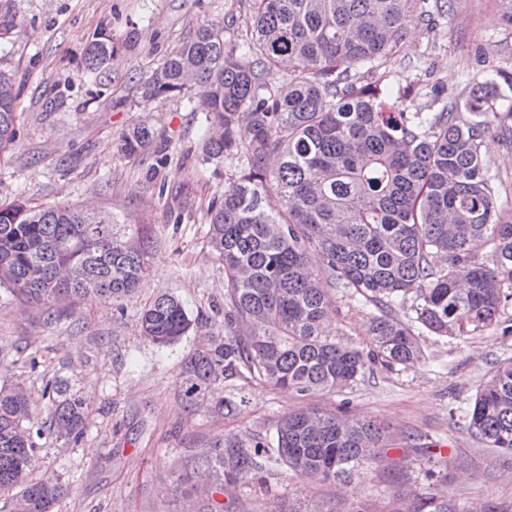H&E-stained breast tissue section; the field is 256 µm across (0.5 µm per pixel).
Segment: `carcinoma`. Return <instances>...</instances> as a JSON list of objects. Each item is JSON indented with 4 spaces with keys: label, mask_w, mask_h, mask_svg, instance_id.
<instances>
[{
    "label": "carcinoma",
    "mask_w": 512,
    "mask_h": 512,
    "mask_svg": "<svg viewBox=\"0 0 512 512\" xmlns=\"http://www.w3.org/2000/svg\"><path fill=\"white\" fill-rule=\"evenodd\" d=\"M252 32L228 46L206 25L179 43L140 86L146 100L199 88L202 152L231 156L237 171L205 213L208 246L224 266V334L193 353L188 395L238 378L299 398L352 386L370 366L405 370L423 357L420 337H465L500 322L512 304V208L498 203L481 156L491 129L512 144V109L496 112L494 83L460 100L431 87L432 112L412 110L414 86L392 95L380 69L407 27L442 10L429 0H253ZM115 53L97 34L87 73L102 79ZM288 72L270 86L265 76ZM18 92L0 71V149L16 136ZM153 140L142 124L122 138L136 154ZM112 213L87 206L0 205V287L52 309L95 293L118 306L147 280L145 248L116 231ZM486 257L478 255V249ZM352 288L375 309L368 349L329 325L332 291ZM411 302L401 321L392 309ZM184 305L161 293L140 315L144 336L168 345L190 328ZM58 433L77 444L87 407L48 383ZM467 429L512 453V358L476 394ZM44 430L30 397L0 387V500L9 512H54L60 482L28 481ZM389 438L344 402L284 413L271 439L226 435L200 470L222 482L197 512H234L216 495L260 485L272 463L314 483L346 484L385 458ZM281 512H339L296 499ZM415 512H512L492 502L460 506L445 494Z\"/></svg>",
    "instance_id": "cac0c4a2"
}]
</instances>
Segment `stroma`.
I'll use <instances>...</instances> for the list:
<instances>
[{
    "label": "stroma",
    "instance_id": "obj_1",
    "mask_svg": "<svg viewBox=\"0 0 512 512\" xmlns=\"http://www.w3.org/2000/svg\"><path fill=\"white\" fill-rule=\"evenodd\" d=\"M252 0H0V70L20 94L17 134L0 150V204H93L112 212L125 235L148 237L151 276L123 311L86 295L54 313L28 307L0 288V386L23 383L46 421V383L77 392L87 406L78 444L40 441L33 481L69 487L60 512H189L203 495L193 460L226 434H270L283 413L303 407L294 393L230 379L240 412L214 411L215 393L188 400L181 369L203 336L224 329V267L206 245L203 213L235 171L232 159L205 161L200 113L186 96L147 101L140 82L201 24L236 45L251 32ZM106 32L119 48L110 77L84 68L89 43ZM387 85L415 84L427 109L430 87L467 94L512 74V0H453L431 25L413 24L389 64ZM138 124L154 133L135 155L120 151ZM481 152L499 203L512 207V148L489 134ZM160 293L177 297L191 320L186 335L159 347L141 336L138 315ZM337 338L362 346L374 314L350 288L335 291ZM512 305L498 326L467 339L423 336L424 358L408 370H366L357 383L314 397L353 409L391 432L387 458L345 486L313 484L278 467L238 512H278L287 499L336 500L354 512H414L437 490L460 503L512 501V455L485 447L466 428L476 391L497 362L512 357ZM190 482H183V475Z\"/></svg>",
    "mask_w": 512,
    "mask_h": 512
}]
</instances>
